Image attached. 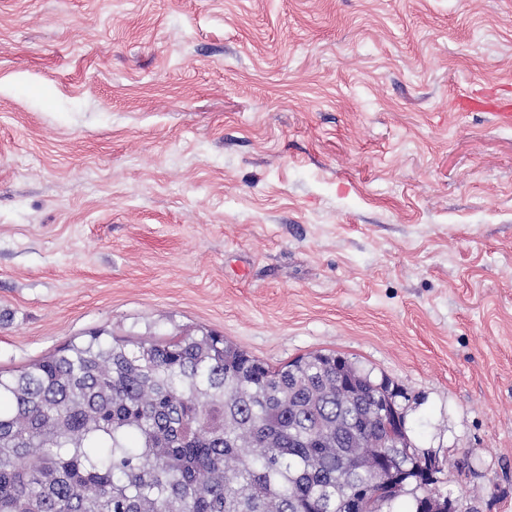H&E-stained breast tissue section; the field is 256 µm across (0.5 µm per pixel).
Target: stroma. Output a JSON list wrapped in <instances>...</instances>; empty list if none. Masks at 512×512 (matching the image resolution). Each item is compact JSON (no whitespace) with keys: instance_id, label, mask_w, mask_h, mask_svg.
<instances>
[{"instance_id":"obj_1","label":"stroma","mask_w":512,"mask_h":512,"mask_svg":"<svg viewBox=\"0 0 512 512\" xmlns=\"http://www.w3.org/2000/svg\"><path fill=\"white\" fill-rule=\"evenodd\" d=\"M502 112L512 0H0V373L95 331L333 352L458 512H512Z\"/></svg>"}]
</instances>
